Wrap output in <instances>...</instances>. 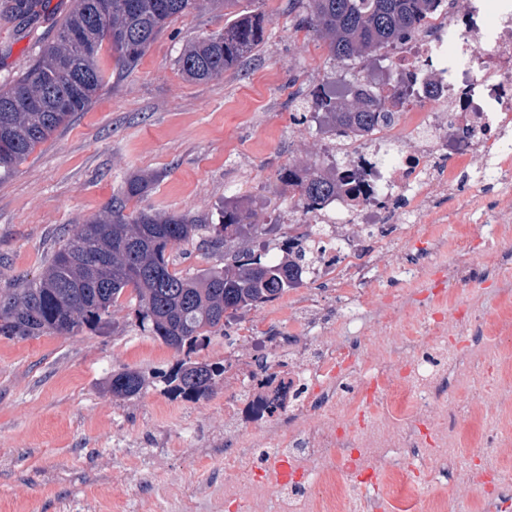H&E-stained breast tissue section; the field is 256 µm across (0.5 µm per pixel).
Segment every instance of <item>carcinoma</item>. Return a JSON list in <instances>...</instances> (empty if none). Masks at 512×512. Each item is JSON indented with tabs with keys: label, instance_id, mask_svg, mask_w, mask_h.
<instances>
[{
	"label": "carcinoma",
	"instance_id": "cac0c4a2",
	"mask_svg": "<svg viewBox=\"0 0 512 512\" xmlns=\"http://www.w3.org/2000/svg\"><path fill=\"white\" fill-rule=\"evenodd\" d=\"M194 0H76L58 27L57 40L43 50L8 87L0 88V174L9 172L76 112L86 110L101 89L106 70L103 43L115 65L136 66L168 20L187 11ZM440 0H288L296 27L327 42L332 59H366L398 42L437 8ZM265 17L238 15L224 31L189 46L178 60L182 73L206 80L243 64L264 42ZM312 108L323 113L333 131L369 133L392 120L386 102L363 85L351 99L321 89ZM154 176L137 174L112 199L111 216L91 219L63 241L40 277L0 293V335L27 338L46 333L97 332L112 316L125 292L136 302L143 328L182 355L163 375L173 398L205 400L224 379V365L199 362L192 355L244 310L270 302L298 286L302 256L286 253L264 261L250 250L230 264L201 274L171 269V251L197 238L218 249L233 238L261 234L249 210L236 201L224 204L218 223L207 216L141 210L127 214L128 200L144 194ZM281 182L298 192V202L320 204L342 192L351 194L355 174L336 177L328 169L288 167ZM145 376L133 369L112 373V395H139Z\"/></svg>",
	"mask_w": 512,
	"mask_h": 512
}]
</instances>
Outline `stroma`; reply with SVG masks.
I'll return each instance as SVG.
<instances>
[{
  "label": "stroma",
  "mask_w": 512,
  "mask_h": 512,
  "mask_svg": "<svg viewBox=\"0 0 512 512\" xmlns=\"http://www.w3.org/2000/svg\"><path fill=\"white\" fill-rule=\"evenodd\" d=\"M73 7L74 0H44L42 9L29 15L17 12L12 0H0V86L14 82L52 45L57 22ZM237 8L268 20L259 57L209 80L186 78L178 66L186 45L222 31L228 21L212 0H196L169 20L135 68L116 67L104 57L105 81L95 102L0 178V291L37 278L59 242L80 224L105 215L113 195L136 174L156 180L144 196L128 201L127 212L215 217L225 202L238 199L251 202L252 223L286 232L283 219L293 192L280 181L281 170L324 161L323 129L299 108L322 86L348 94L361 64L332 61L326 42L295 27L288 0H239ZM384 233L392 258L382 260L374 248L363 257L378 289L362 310L369 323L380 312L383 292L393 287L400 261L430 247L421 224H388ZM442 234L447 250L438 260L445 265L468 252L512 247V223L495 230L466 214L444 224ZM257 244L241 238L213 252L197 240L183 243L172 251L174 266L184 273L220 267L225 253ZM446 289L449 306L492 320L504 309L512 278L479 273L465 283H447ZM308 298L326 317L335 316L336 298L328 286L291 288L226 326L199 360L220 363L231 353L249 358L243 333L287 330L285 308ZM511 357L491 351L473 365L470 387L449 389L453 404L496 384L501 407L462 421L454 446L445 451L456 470L495 468L507 483H512V443L489 447L485 438L493 431L512 434V380L498 376ZM177 359L173 349L141 330L125 296L112 310L110 327L99 332L0 336V512H58L63 500L78 510L100 486L104 462L113 494L123 500L125 512H135L151 486L125 483L123 474L146 465L161 436L169 442L161 481L178 487L223 474V450L199 461L183 447L221 431L224 393L200 401L165 394L156 374ZM124 368L146 374L141 395L113 397L109 379ZM438 497L446 498L447 512H512V505L504 508L483 496L459 497L446 481L402 491L396 499L419 504Z\"/></svg>",
  "instance_id": "stroma-1"
}]
</instances>
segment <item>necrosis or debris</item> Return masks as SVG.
<instances>
[{
  "instance_id": "1",
  "label": "necrosis or debris",
  "mask_w": 512,
  "mask_h": 512,
  "mask_svg": "<svg viewBox=\"0 0 512 512\" xmlns=\"http://www.w3.org/2000/svg\"><path fill=\"white\" fill-rule=\"evenodd\" d=\"M391 69L363 71L373 94L394 101V118L361 137L327 144L338 173L366 170L356 195L289 209L292 224H313L269 250L302 252L301 278L334 288L339 320L374 280L358 264L364 238L379 225L444 224L476 213L501 194L497 221L512 223V0H442L408 40L390 52ZM473 191L452 208L459 169ZM337 320L310 315L304 341L250 336V358L224 365V512H377L363 493L373 483H430L447 477L437 448L473 404L449 405L474 352L492 338L512 342V314L487 323L439 304L399 326L394 307L376 325L396 335L397 360L377 357L364 374L360 342L338 336ZM400 448L407 468L390 466ZM376 466L365 467L366 456Z\"/></svg>"
}]
</instances>
